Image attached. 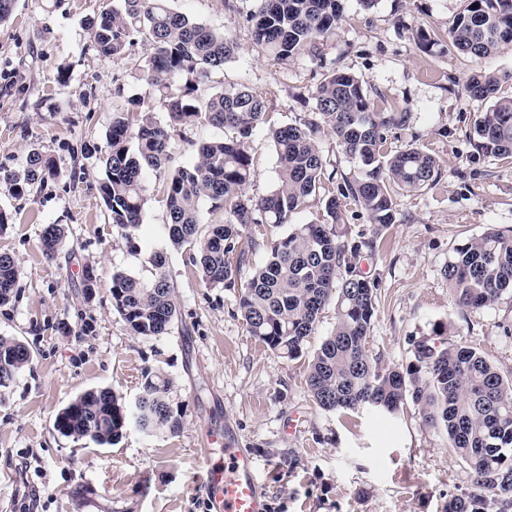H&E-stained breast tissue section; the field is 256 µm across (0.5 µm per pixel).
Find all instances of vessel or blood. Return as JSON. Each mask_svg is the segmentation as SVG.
<instances>
[{
    "label": "vessel or blood",
    "instance_id": "obj_1",
    "mask_svg": "<svg viewBox=\"0 0 512 512\" xmlns=\"http://www.w3.org/2000/svg\"><path fill=\"white\" fill-rule=\"evenodd\" d=\"M212 512H268L269 496L252 454L225 440L222 453L207 449L203 479Z\"/></svg>",
    "mask_w": 512,
    "mask_h": 512
}]
</instances>
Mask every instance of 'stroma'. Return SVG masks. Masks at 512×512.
Here are the masks:
<instances>
[{
  "mask_svg": "<svg viewBox=\"0 0 512 512\" xmlns=\"http://www.w3.org/2000/svg\"><path fill=\"white\" fill-rule=\"evenodd\" d=\"M469 0H343L344 19L317 53L275 63L258 48L247 16L259 0H172L174 9L236 42L220 79L266 96L275 125L299 124L314 110L325 72L362 77L387 112H406V128L386 131V146L422 145L438 157L434 187L396 189L397 221L357 263L380 283L368 349L387 368L408 362L412 339L435 323L450 340L477 347L512 375V293L495 304L457 308L443 275L459 241L488 227L512 226V158H473L474 122L488 104L465 90L469 59L446 45L422 49L420 30L447 32ZM120 0H16L0 24V71L14 73L0 91V177L23 170L32 151L51 156L55 177L15 196L0 180V250L19 276L0 305V337L21 341L30 363L0 387V512H211L199 453L206 436L232 432L250 449L269 494V512H443L449 496L475 491L446 438L426 427L416 407L394 415L319 408L307 390L308 357L333 331L334 306L319 316L305 354L279 357L251 336L235 292L207 288L165 233L166 172L150 174L138 251L112 224L99 194L106 138L114 112L145 93L147 53L103 58L89 23ZM224 132L199 124L175 136L169 169L197 158ZM249 152V194L278 185L279 162L266 127ZM49 224L65 230L46 258L40 237ZM166 256L176 318L162 336L133 335L112 305V277L153 278V253ZM96 282L84 293V269ZM172 381L180 414L176 432L127 428L112 445L73 441L54 428L56 414L85 391L110 388L127 405L142 391L146 370Z\"/></svg>",
  "mask_w": 512,
  "mask_h": 512,
  "instance_id": "obj_1",
  "label": "stroma"
}]
</instances>
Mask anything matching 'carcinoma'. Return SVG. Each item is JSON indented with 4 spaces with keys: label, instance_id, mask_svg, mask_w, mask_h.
Instances as JSON below:
<instances>
[{
    "label": "carcinoma",
    "instance_id": "carcinoma-1",
    "mask_svg": "<svg viewBox=\"0 0 512 512\" xmlns=\"http://www.w3.org/2000/svg\"><path fill=\"white\" fill-rule=\"evenodd\" d=\"M122 8L90 23V41L105 58H121L142 44L150 94L159 97L167 117L158 120L142 110L144 100H129L132 109L114 113L107 136L104 177L99 192L112 224L125 231L142 223L147 204V172L170 159L172 139L182 130L206 123L224 129V137L201 143L197 160L174 170L166 184V231L170 244L189 250L208 287L237 288L238 306L249 334L284 358L303 353L319 314L336 305V325L313 354L306 384L313 400L327 411L371 409L393 414L411 401L425 425L444 433L448 448L468 470L474 487L485 492L451 496L443 512H498L512 509V377L476 348L448 342L449 327L437 324L432 334L411 343L403 368H382L367 349L376 312L379 282L356 270L364 249L375 239L348 234L343 201L350 200L381 231L396 223L394 187L421 190L441 175L436 158L419 145L391 151L384 131L403 128L406 112H384L375 106L360 77L332 70L313 92L315 112L303 123L271 126L268 135L279 160V183L271 193H247L253 178L249 143L254 130L267 123V106L253 88L223 87L204 94L200 86L214 81L237 44L224 34L176 11L169 0H121ZM343 20L341 0H260L247 16L254 43L275 61L309 51L335 34ZM448 47L476 61L512 42V0H469L445 34ZM501 76L476 72L466 84L470 97L490 102L474 124L473 148L479 155L512 157V98L498 96ZM359 164V175L336 182L319 148L325 129ZM57 174L54 160L29 155L21 174L3 175L12 194ZM328 182L337 191L325 201L331 223L294 224L275 239L266 261L247 279L241 270L259 243L249 234L253 224L281 227L305 208L309 197ZM223 219L199 236L202 202ZM65 236L59 224L41 236L43 254L54 257ZM166 257L151 256L156 275L149 282L118 273L112 278V304L137 336L168 333L175 317L174 287L163 271ZM443 274L455 305L482 308L512 291V227L490 228L456 244ZM18 276L14 257L0 251V304H6ZM0 387L7 386L30 362L26 346L0 337ZM170 380L159 372L144 373L142 393L130 408L109 388L88 390L62 408L54 428L79 441L116 442L134 425L154 433L174 432L180 420L169 402Z\"/></svg>",
    "mask_w": 512,
    "mask_h": 512
}]
</instances>
